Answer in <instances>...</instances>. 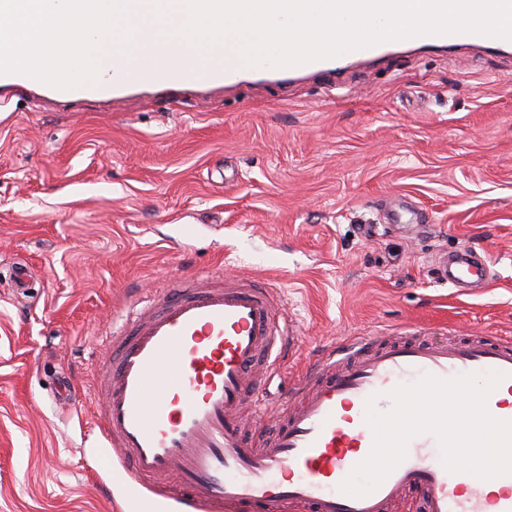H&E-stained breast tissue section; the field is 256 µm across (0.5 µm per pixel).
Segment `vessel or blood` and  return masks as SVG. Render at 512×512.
<instances>
[{
  "mask_svg": "<svg viewBox=\"0 0 512 512\" xmlns=\"http://www.w3.org/2000/svg\"><path fill=\"white\" fill-rule=\"evenodd\" d=\"M419 49L479 46L512 53V41L478 34L412 38ZM387 44L280 69L283 77L320 72L385 54ZM233 68L196 57L174 62L149 55L112 57V79L57 90L79 101L108 97L130 82L150 87L221 86ZM442 276L462 288L487 283V258L472 251L441 262ZM271 284L252 277L179 276L136 308L108 338L99 367L95 420L113 467L141 489L138 503L112 499L113 512H154L158 500L179 512H394L416 494L421 512H512V487L490 493L481 479L448 472L436 438H413L405 459L371 493H342L341 482L365 460L373 432L365 403L389 411L391 390L422 375L449 379L497 371L504 379L487 399L512 420V341L451 336L423 343L383 336L346 340L312 357L291 397L269 415L260 393L286 353L298 349Z\"/></svg>",
  "mask_w": 512,
  "mask_h": 512,
  "instance_id": "vessel-or-blood-1",
  "label": "vessel or blood"
}]
</instances>
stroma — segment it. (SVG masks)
<instances>
[{
  "label": "stroma",
  "mask_w": 512,
  "mask_h": 512,
  "mask_svg": "<svg viewBox=\"0 0 512 512\" xmlns=\"http://www.w3.org/2000/svg\"><path fill=\"white\" fill-rule=\"evenodd\" d=\"M403 199L417 224H386ZM491 261L487 287L440 255ZM26 262L29 288L12 285ZM254 275L308 353L413 331L512 337V55L401 46L315 77L0 104V512H110L91 397L106 335L180 274ZM72 397H57L60 382ZM442 276L451 285L464 288L472 284H485L490 278L488 258L476 252L464 251L441 261Z\"/></svg>",
  "instance_id": "stroma-1"
}]
</instances>
